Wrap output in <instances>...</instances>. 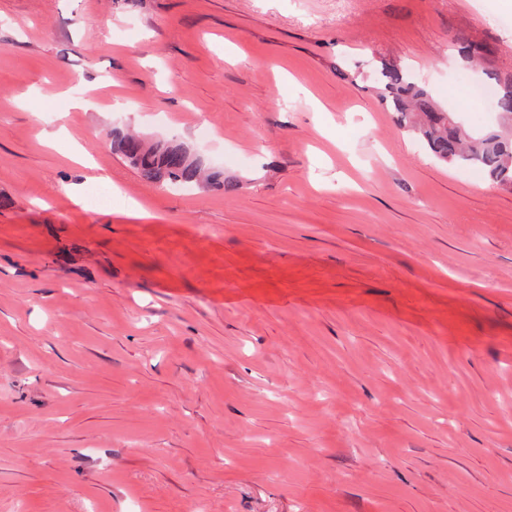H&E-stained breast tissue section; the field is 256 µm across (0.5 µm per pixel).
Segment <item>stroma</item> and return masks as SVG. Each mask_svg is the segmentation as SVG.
<instances>
[{
    "label": "stroma",
    "instance_id": "stroma-1",
    "mask_svg": "<svg viewBox=\"0 0 512 512\" xmlns=\"http://www.w3.org/2000/svg\"><path fill=\"white\" fill-rule=\"evenodd\" d=\"M461 39L512 0H0V512H512V193L368 66L479 131ZM113 147L144 182L158 188L205 189L212 184H222L224 190L233 187L224 181V172L206 167L182 144L146 142L131 134L117 133Z\"/></svg>",
    "mask_w": 512,
    "mask_h": 512
}]
</instances>
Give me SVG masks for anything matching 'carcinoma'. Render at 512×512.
I'll list each match as a JSON object with an SVG mask.
<instances>
[{
	"mask_svg": "<svg viewBox=\"0 0 512 512\" xmlns=\"http://www.w3.org/2000/svg\"><path fill=\"white\" fill-rule=\"evenodd\" d=\"M373 80L399 124L422 139L434 159L479 170L500 189L512 192V134L506 132L512 123V79L496 88L499 121L479 132L467 130L394 61H375ZM113 147L144 182L158 188L205 189L212 184L232 188L223 172L203 165L200 157L182 144L146 142L118 133Z\"/></svg>",
	"mask_w": 512,
	"mask_h": 512,
	"instance_id": "obj_1",
	"label": "carcinoma"
}]
</instances>
